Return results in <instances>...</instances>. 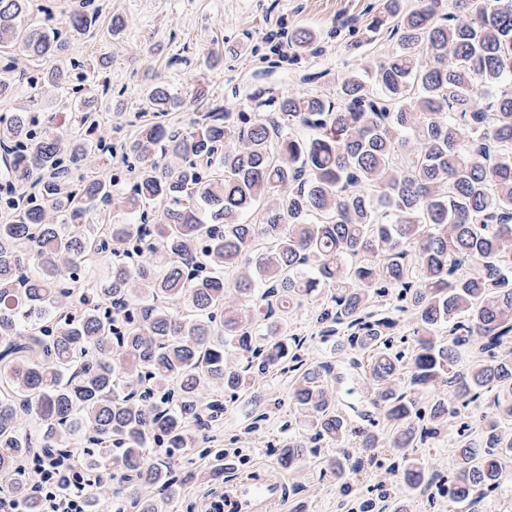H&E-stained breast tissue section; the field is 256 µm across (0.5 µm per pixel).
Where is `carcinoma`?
<instances>
[{
	"label": "carcinoma",
	"instance_id": "1",
	"mask_svg": "<svg viewBox=\"0 0 512 512\" xmlns=\"http://www.w3.org/2000/svg\"><path fill=\"white\" fill-rule=\"evenodd\" d=\"M29 2L0 0V48L21 43L37 83L89 92L63 60L99 10L74 0L67 37L22 28ZM361 38L392 45L336 75L333 96L255 88L252 120L212 102L172 132L161 118L179 102L152 86L156 121L121 146L135 160L128 191L75 176L113 154L93 109L79 136L54 114L0 120L9 184L27 186L0 197V478L22 512L38 505L19 462L75 455L77 438L83 467L113 481L115 512H158L155 495L223 478L225 451H201L214 458L203 475L173 451L209 442L275 370L293 373L289 400L314 440L341 448L327 471L346 490L379 448L406 459L410 493L472 505L512 482V0H379ZM314 43L308 29L288 35L297 50ZM111 206L135 221L103 223ZM320 288L332 290L321 339L338 325L366 355L353 365L379 422L344 418L332 365L308 363L283 330ZM381 301L410 315L405 334L374 314ZM463 346L483 360L459 368ZM450 419L456 462L431 483L417 448ZM303 448L288 441L284 466Z\"/></svg>",
	"mask_w": 512,
	"mask_h": 512
}]
</instances>
